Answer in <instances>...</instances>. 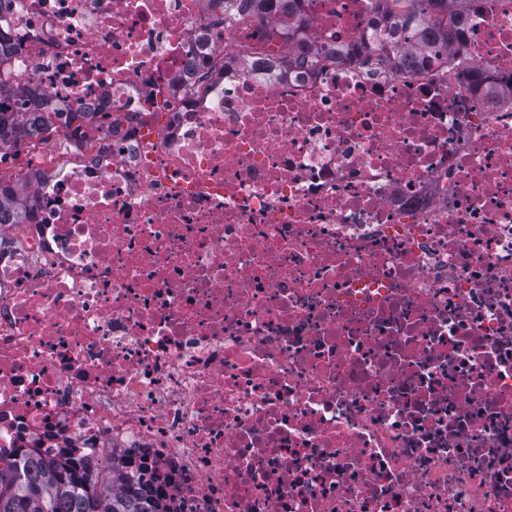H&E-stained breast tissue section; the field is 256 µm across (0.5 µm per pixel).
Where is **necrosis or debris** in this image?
<instances>
[{
	"label": "necrosis or debris",
	"instance_id": "1",
	"mask_svg": "<svg viewBox=\"0 0 512 512\" xmlns=\"http://www.w3.org/2000/svg\"><path fill=\"white\" fill-rule=\"evenodd\" d=\"M383 9L0 0L62 115L0 163V452L162 512H512V0L390 62ZM210 4V16L208 18L210 26L218 35H224V24L227 17L235 9L244 6L250 2L253 9L262 16H268L272 13L279 14L288 18V23L293 22L295 31H300L307 26V19L302 12L300 2L302 0H207ZM23 186L4 185L0 182V224H24L29 206L20 200Z\"/></svg>",
	"mask_w": 512,
	"mask_h": 512
}]
</instances>
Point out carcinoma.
I'll use <instances>...</instances> for the list:
<instances>
[{"label": "carcinoma", "mask_w": 512, "mask_h": 512, "mask_svg": "<svg viewBox=\"0 0 512 512\" xmlns=\"http://www.w3.org/2000/svg\"><path fill=\"white\" fill-rule=\"evenodd\" d=\"M209 24L221 35L227 17L251 3L262 16L272 13L288 18L300 31L307 26L302 0H208ZM466 0H392L383 12L384 24L391 32L416 30L422 42L432 41L446 50L453 33L435 27L437 13L448 6L460 10ZM53 119L44 112L23 113V125L16 128L0 116V146L20 135L37 137L48 131ZM23 187L0 183V224H23L29 207L21 203ZM0 512H159L157 501L137 489L121 474L101 482L81 464L66 461L53 464L31 457L23 466L10 455L0 453Z\"/></svg>", "instance_id": "1"}]
</instances>
